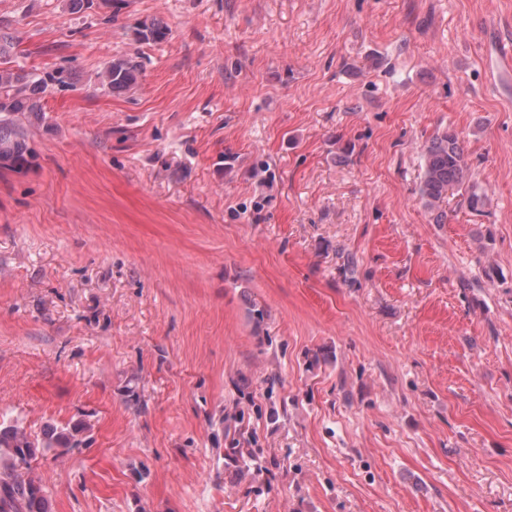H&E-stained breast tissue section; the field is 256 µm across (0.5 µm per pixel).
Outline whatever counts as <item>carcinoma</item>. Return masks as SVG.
Masks as SVG:
<instances>
[{
	"mask_svg": "<svg viewBox=\"0 0 512 512\" xmlns=\"http://www.w3.org/2000/svg\"><path fill=\"white\" fill-rule=\"evenodd\" d=\"M139 65L130 58H116L101 72L100 84L111 92L132 89L138 82ZM49 82L11 68L0 67V166L20 169L29 164L30 149L15 117L41 111V100ZM424 178L419 187L423 207L443 223L446 213L440 204L448 191L464 189L465 207L481 213L489 204L488 191L471 182L470 165L458 134L444 128L437 131L422 149ZM91 424L78 420L64 427L48 426L31 435L17 418L0 415V512H50L47 492L33 476L38 457L53 448L85 445Z\"/></svg>",
	"mask_w": 512,
	"mask_h": 512,
	"instance_id": "cac0c4a2",
	"label": "carcinoma"
}]
</instances>
